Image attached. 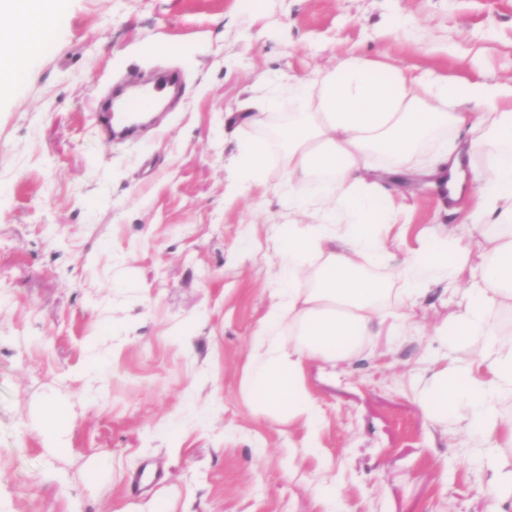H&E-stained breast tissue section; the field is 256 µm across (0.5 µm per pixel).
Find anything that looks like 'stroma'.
Returning <instances> with one entry per match:
<instances>
[{
  "mask_svg": "<svg viewBox=\"0 0 512 512\" xmlns=\"http://www.w3.org/2000/svg\"><path fill=\"white\" fill-rule=\"evenodd\" d=\"M56 24L0 86V512H491L490 472L459 404L420 393L462 292L441 282L409 321L389 303L350 358L310 363L314 424L255 416L239 393L280 275L272 186L224 200L259 131L234 111L281 76L348 52L488 82L512 77V0H50ZM174 72L138 140L105 141L117 85ZM412 224H460L441 190L392 185ZM97 359L100 373L89 372ZM71 426L46 449L42 410Z\"/></svg>",
  "mask_w": 512,
  "mask_h": 512,
  "instance_id": "stroma-1",
  "label": "stroma"
}]
</instances>
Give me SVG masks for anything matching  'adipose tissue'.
I'll list each match as a JSON object with an SVG mask.
<instances>
[{
  "instance_id": "adipose-tissue-1",
  "label": "adipose tissue",
  "mask_w": 512,
  "mask_h": 512,
  "mask_svg": "<svg viewBox=\"0 0 512 512\" xmlns=\"http://www.w3.org/2000/svg\"><path fill=\"white\" fill-rule=\"evenodd\" d=\"M17 22L0 30V82L15 78L13 60L35 55L50 33L51 14L37 0H0ZM290 100L304 108L273 123L279 97H246L238 105L242 123L276 125L240 146L232 163L231 189L265 185L271 161L287 175L278 194L288 205L281 244V278L266 320L254 334L240 394L258 416L312 424L316 404L305 380L309 361L336 362L365 342L391 296L414 306L427 292L423 268L450 269L466 277L470 299L449 320L440 339L448 346L482 335L492 313L512 307V166L499 152L512 151V80L489 83L451 78L430 70L395 66L349 54L308 79L285 82ZM456 131L460 151L439 153L426 164L411 161L437 137ZM498 147L485 172L466 175L464 156L481 153L487 140ZM412 172L443 180L450 199L476 183L478 199L467 217L492 224L497 235L474 240L419 233L417 246L390 275L370 273L384 262L392 231L408 209L383 180ZM318 193H310L312 182ZM494 357L436 370L420 403L429 416L447 418L467 401L469 426L489 447L512 444V422L503 421L494 396L512 391V340H492Z\"/></svg>"
}]
</instances>
